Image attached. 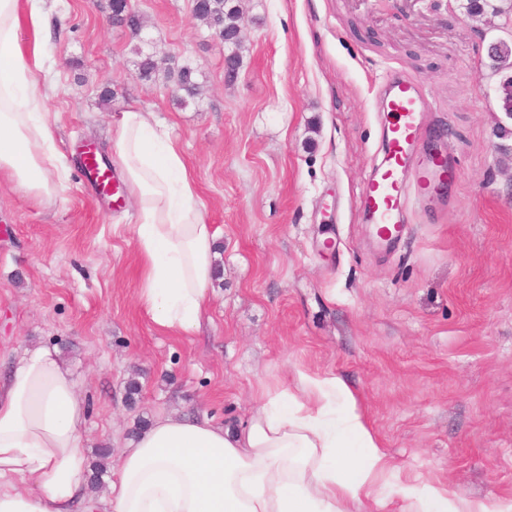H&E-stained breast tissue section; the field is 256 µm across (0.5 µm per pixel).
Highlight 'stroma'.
<instances>
[{
	"instance_id": "1",
	"label": "stroma",
	"mask_w": 512,
	"mask_h": 512,
	"mask_svg": "<svg viewBox=\"0 0 512 512\" xmlns=\"http://www.w3.org/2000/svg\"><path fill=\"white\" fill-rule=\"evenodd\" d=\"M241 64L192 0H131L141 37L109 0H45L21 22L50 80L45 106L68 171L46 203L0 178V376L30 344L56 347L81 381L88 458L117 462L142 423L168 413L245 422L259 386L297 371L341 376L387 455L388 490L412 478L512 506V120L487 47L507 29L445 0H235ZM191 66L143 79L135 45ZM391 71L429 93V131L457 168L448 209L412 206L390 251L362 196L382 157L375 95ZM111 91L103 101V91ZM135 105L181 143L220 273L197 332L157 329L139 305L136 209L85 182L79 144L109 151L112 116ZM175 88L172 90L177 98L180 99L183 103H186L188 99H194L197 95V83L194 77V71H192L189 67H183L178 71ZM179 92H182V95H178Z\"/></svg>"
}]
</instances>
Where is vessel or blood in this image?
I'll use <instances>...</instances> for the list:
<instances>
[{
  "label": "vessel or blood",
  "mask_w": 512,
  "mask_h": 512,
  "mask_svg": "<svg viewBox=\"0 0 512 512\" xmlns=\"http://www.w3.org/2000/svg\"><path fill=\"white\" fill-rule=\"evenodd\" d=\"M380 90L383 157L367 178L363 207L376 226L378 244L388 247L405 232L412 185L437 189L453 170L445 156L433 155L424 146L421 114L427 102L422 87L405 74L392 73Z\"/></svg>",
  "instance_id": "b4317fda"
}]
</instances>
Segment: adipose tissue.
I'll return each instance as SVG.
<instances>
[{
  "instance_id": "1",
  "label": "adipose tissue",
  "mask_w": 512,
  "mask_h": 512,
  "mask_svg": "<svg viewBox=\"0 0 512 512\" xmlns=\"http://www.w3.org/2000/svg\"><path fill=\"white\" fill-rule=\"evenodd\" d=\"M19 0H0V174L41 201L66 172L51 149L38 62L20 45ZM110 155L137 209L138 299L163 332L199 326L220 234L197 201L181 145L153 113L112 117ZM300 393L266 385L242 424L175 413L122 450L110 512H353L377 495L388 464L358 400L339 377L297 374ZM343 402L344 416L333 408ZM79 381L56 348L26 347L0 381V512H92ZM404 512H490L434 484H401Z\"/></svg>"
}]
</instances>
